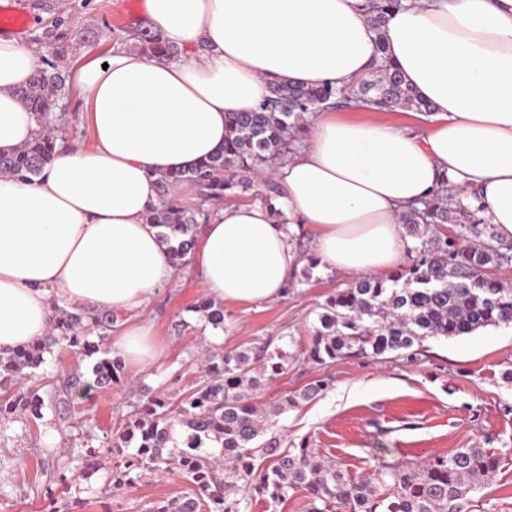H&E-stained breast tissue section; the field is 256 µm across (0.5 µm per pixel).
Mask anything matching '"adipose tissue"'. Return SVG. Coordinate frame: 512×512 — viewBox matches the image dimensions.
Returning <instances> with one entry per match:
<instances>
[{"label":"adipose tissue","mask_w":512,"mask_h":512,"mask_svg":"<svg viewBox=\"0 0 512 512\" xmlns=\"http://www.w3.org/2000/svg\"><path fill=\"white\" fill-rule=\"evenodd\" d=\"M182 49L159 59L111 45L73 78L92 145L59 153L40 176H0V350L45 336L54 306L124 318L123 358L158 350L140 319L178 269L149 224L165 173L224 144L227 113L256 108L275 83L350 87L375 68L365 0H145ZM388 57L430 102L418 129L319 112L276 169L267 202H229L200 225L189 256L204 294L243 307L282 298L314 235L327 271L382 279L415 245L410 207L441 180L476 191L485 223L512 242V0H401L386 16ZM41 64L37 45L0 37V150L37 125L15 95Z\"/></svg>","instance_id":"ef3b65f1"}]
</instances>
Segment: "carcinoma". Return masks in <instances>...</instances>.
Instances as JSON below:
<instances>
[{"instance_id": "carcinoma-1", "label": "carcinoma", "mask_w": 512, "mask_h": 512, "mask_svg": "<svg viewBox=\"0 0 512 512\" xmlns=\"http://www.w3.org/2000/svg\"><path fill=\"white\" fill-rule=\"evenodd\" d=\"M400 0H371L368 21L376 33L379 65L372 79L352 87L324 84L276 85L250 112H231L225 120L224 145L209 158L160 180L158 207L148 221L165 232L179 265L194 244L199 213L184 209L174 188L188 183L202 201H220L250 190L302 139L308 115L333 104L379 112L408 109L427 112L429 104L405 83L387 58L384 14ZM70 28L61 18L46 32V46L65 52ZM141 53L173 59L181 50L152 27L130 34ZM70 90L67 74L50 62L16 92L36 118L38 131L27 144L0 151V175L32 180L56 155L54 108ZM472 207L441 192L405 218L408 236L417 241L415 257L389 279L360 277L329 295L317 313L312 338L302 351L316 364L349 356L378 357L398 352L408 360L422 353L432 337L469 335L481 328L512 323V287L493 270L512 262V243L497 241L494 227ZM194 311L205 324L224 328V307L200 299ZM112 313L95 316L82 307H54L48 335L0 355V426L21 411L43 418L39 389L14 393L44 363L50 347L63 342L81 358L93 361L94 383L108 388L120 381L122 360L107 356L104 341L112 334ZM287 353L257 352L239 346L205 357L200 384L171 399L139 389L122 430L104 448H92L91 428L81 446L91 457L112 459V491H129L147 477L177 474L188 487L173 499H160L147 512H250L266 502L275 507L299 495L304 512H474V496L498 472L502 457L473 444L409 465L380 466L352 477L346 466L303 438L281 447L278 417L300 403L316 399L330 382L318 379L277 404L259 411L254 392L284 373ZM83 375L69 374L53 384L49 398L63 403L81 393Z\"/></svg>"}]
</instances>
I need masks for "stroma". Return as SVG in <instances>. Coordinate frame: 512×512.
<instances>
[{
  "instance_id": "obj_1",
  "label": "stroma",
  "mask_w": 512,
  "mask_h": 512,
  "mask_svg": "<svg viewBox=\"0 0 512 512\" xmlns=\"http://www.w3.org/2000/svg\"><path fill=\"white\" fill-rule=\"evenodd\" d=\"M22 0L28 23L24 40L39 43L55 17L70 22L64 68L82 54H102L115 34L147 25L144 0ZM57 143L91 144L86 113L76 95L58 108ZM352 274L308 270L296 273L281 299L252 307L225 305L222 351L240 346H270L288 354V370L268 381L251 400L266 408L313 380L331 377L317 399L282 414L284 442L311 437L322 453L360 475L374 465L418 462L470 443L496 449L504 462L479 494L476 512H512V385L503 375L512 370V325L478 330L452 338L434 337L417 360L394 353L352 356L319 365L299 352L311 340L316 314L336 289L347 287ZM203 295L192 269L161 290L143 318L152 325L161 356L148 368L125 364L119 383L92 389L65 409L45 408L33 422L16 421L0 434V512H50L53 503H76L75 512H146L160 498L180 496L186 481L176 475L146 479L122 495L112 493L110 461L78 457V437L91 427L95 447H103L126 414L131 389L142 383L179 396L200 379L196 360L208 349L205 329L186 326V316ZM91 361L58 344L45 356L35 380L47 387L73 372L92 380Z\"/></svg>"
}]
</instances>
